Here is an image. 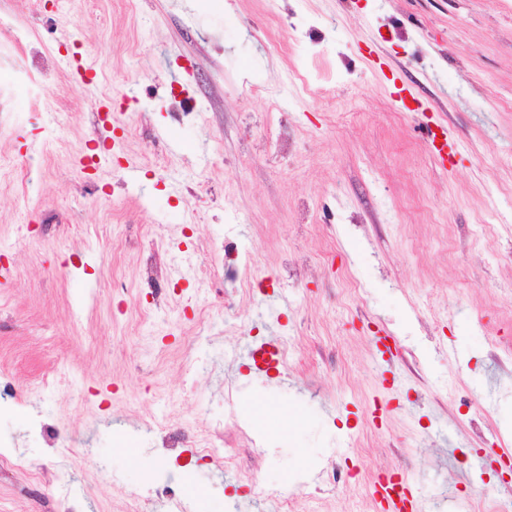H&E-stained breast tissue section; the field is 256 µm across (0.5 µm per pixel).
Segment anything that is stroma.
I'll use <instances>...</instances> for the list:
<instances>
[{
  "mask_svg": "<svg viewBox=\"0 0 512 512\" xmlns=\"http://www.w3.org/2000/svg\"><path fill=\"white\" fill-rule=\"evenodd\" d=\"M0 13L16 18L0 32V155L17 162L0 173V375L15 390L0 440L22 464L0 470V512H53L64 489L84 512H127L134 494L158 512L161 482L179 500L201 488L192 512H272L277 497L382 512L369 481L386 470L423 512L465 510L479 489L512 501L491 467L512 447V0ZM72 58L96 85L74 83ZM216 242L237 276L177 279ZM272 335L290 356L256 370L246 351ZM261 403L295 426L268 432ZM163 423L187 445L158 468ZM200 426L234 467L197 454Z\"/></svg>",
  "mask_w": 512,
  "mask_h": 512,
  "instance_id": "1",
  "label": "stroma"
}]
</instances>
